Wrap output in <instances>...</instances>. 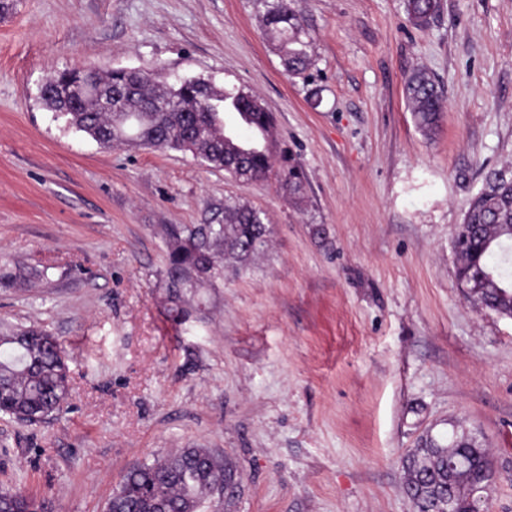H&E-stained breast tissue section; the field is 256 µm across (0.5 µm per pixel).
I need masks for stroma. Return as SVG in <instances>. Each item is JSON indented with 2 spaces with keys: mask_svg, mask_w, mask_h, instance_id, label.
<instances>
[{
  "mask_svg": "<svg viewBox=\"0 0 512 512\" xmlns=\"http://www.w3.org/2000/svg\"><path fill=\"white\" fill-rule=\"evenodd\" d=\"M0 14V324L64 344L63 411L0 416V488L103 512L122 474L177 448L235 466L231 512H416L401 461L425 430L483 441L486 512H512V318L474 305L453 238L485 172L512 164V0H295L314 64L288 76L250 0H13ZM90 67L153 69L257 95L307 177L227 179L192 154L107 149L41 97ZM446 107L420 132L405 79ZM264 212L268 248L206 310L167 317L163 229ZM437 6L436 0H406V11L410 20L422 28L429 25ZM45 276V271L23 267H0V287L23 291L35 279Z\"/></svg>",
  "mask_w": 512,
  "mask_h": 512,
  "instance_id": "35a3bbf8",
  "label": "stroma"
}]
</instances>
